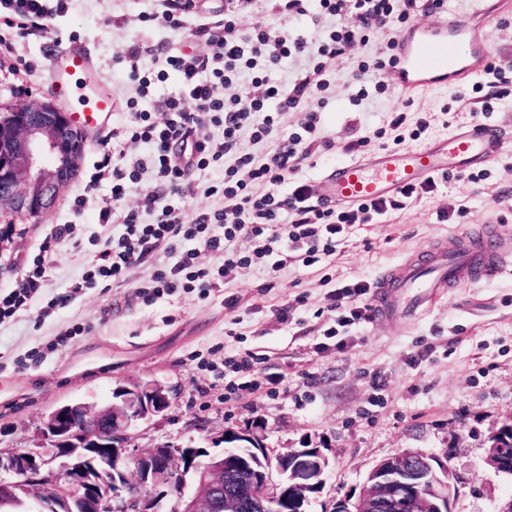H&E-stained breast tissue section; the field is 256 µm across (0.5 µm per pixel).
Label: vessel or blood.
<instances>
[{"label":"vessel or blood","mask_w":512,"mask_h":512,"mask_svg":"<svg viewBox=\"0 0 512 512\" xmlns=\"http://www.w3.org/2000/svg\"><path fill=\"white\" fill-rule=\"evenodd\" d=\"M488 58L486 44L467 20L440 16L417 27L414 38L402 40L396 83L406 94L430 88L443 78L463 87ZM47 81L82 131H95L111 120L115 99L84 45L73 42L57 50ZM504 145L497 127L472 122L432 145L336 164L321 175L318 196L349 206L388 198L436 175L486 165ZM511 267L512 251L504 248L497 227L487 224L465 243L430 247L385 271L374 283L372 307L379 318L410 323L449 289L491 279Z\"/></svg>","instance_id":"obj_1"}]
</instances>
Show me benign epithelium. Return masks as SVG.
<instances>
[{
  "instance_id": "obj_1",
  "label": "benign epithelium",
  "mask_w": 512,
  "mask_h": 512,
  "mask_svg": "<svg viewBox=\"0 0 512 512\" xmlns=\"http://www.w3.org/2000/svg\"><path fill=\"white\" fill-rule=\"evenodd\" d=\"M85 137L69 113L50 101L0 109V211L38 217L76 177ZM170 389L156 380L112 391L98 407L72 402L43 421L32 448L0 450V512H307L326 482L319 448H291L263 470L222 454L199 462V449L130 447L141 421L164 415ZM487 468L512 477V448L495 440ZM447 465L404 450L377 463L357 497L332 512H452Z\"/></svg>"
}]
</instances>
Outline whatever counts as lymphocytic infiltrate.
Returning a JSON list of instances; mask_svg holds the SVG:
<instances>
[{
	"label": "lymphocytic infiltrate",
	"mask_w": 512,
	"mask_h": 512,
	"mask_svg": "<svg viewBox=\"0 0 512 512\" xmlns=\"http://www.w3.org/2000/svg\"><path fill=\"white\" fill-rule=\"evenodd\" d=\"M317 2L330 25L294 38L265 20L246 30L240 27L241 16L257 12L258 0H225L223 14L204 18L192 11L190 0H162L160 11L141 15L144 23L187 29L205 50L166 49L162 64L178 75L177 92L158 99L155 113L130 109L125 124L114 132L112 146L102 149L77 202L95 201L99 222L119 224L120 230L101 243L70 291L48 299V309L68 306L75 294L100 279L124 285L155 250L163 251L166 262L140 288L146 300L179 288L205 300L252 268L263 270L272 288L288 267L329 263L355 225L403 210L434 191L436 183L429 180L405 187L390 199L324 207L315 202L313 186L295 175L320 145L316 95L328 88L332 67L350 59L354 48L371 35L383 34L375 62L356 66L359 88L352 99L366 100L371 86L386 92L377 73L396 67L401 34L411 16L421 9L444 13L447 0ZM50 21L43 0H0V46L17 52V36L44 32ZM290 58L304 59L300 76L286 86L273 83L270 71ZM245 72L252 75V88L242 95L236 85ZM472 91L481 111L490 112L496 100L512 93V70L487 65ZM246 139L255 144L273 139L277 145L252 153L242 148ZM139 145L146 146V154L133 156L132 148ZM219 167L224 176L212 182L210 174ZM104 184L109 193L98 196ZM136 189L141 192L137 204L127 206ZM199 191L212 198V205L187 213L185 197ZM74 231V225L60 224L45 238L32 266L9 293L0 295V324L27 310L41 294L48 254ZM245 240L250 243L246 250L241 247ZM207 253L222 257V265L206 264ZM370 288L369 281L357 279L339 283L330 292L334 316L323 334L335 340L337 349L351 345L350 326L368 319L369 307L361 299Z\"/></svg>",
	"instance_id": "obj_1"
}]
</instances>
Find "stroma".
Masks as SVG:
<instances>
[{
    "label": "stroma",
    "instance_id": "35a3bbf8",
    "mask_svg": "<svg viewBox=\"0 0 512 512\" xmlns=\"http://www.w3.org/2000/svg\"><path fill=\"white\" fill-rule=\"evenodd\" d=\"M156 9V0H70L47 34L21 39L20 57L0 52V107L48 97L50 58L71 41L90 49L119 106L110 124L87 133L79 171L51 210L36 220L0 215V228L11 229L0 249V293L19 280L55 225L73 224L77 231L50 257L45 297L66 292L98 243L111 235V227L98 224L94 203L80 209L75 199L113 129L124 123V106L134 94L117 58L141 45V71L154 77L158 46L203 50L186 31L140 22V14ZM448 9L479 25L490 63L512 66V0H502L487 25L475 0H448ZM373 53V44H361L352 60L336 65L322 110L325 144L297 179L315 183L326 168L349 160L346 145L363 137L369 143L359 156L393 149L392 138L376 132L395 112H435L449 105V123H433L420 138L424 145L477 120L512 137V95L495 101L493 112L482 117L467 87L440 86L410 98L373 91L354 104V64ZM478 173L473 183L467 172H451L404 210L356 226L327 266L287 268L272 289L263 273L244 272L231 288L239 299L232 309L221 298L203 300L181 290L149 302L137 294L138 279L121 288L83 289L69 306L48 315L43 300L34 302L0 325V448L34 447L45 416L58 406L102 405L117 386L157 380L171 388V406L139 423L131 447L190 445L216 455L224 451L226 433L249 431L277 452L321 448L329 472L310 512H330L334 499L359 493L379 461L414 449L447 464L455 512H496L512 497V478L495 475L483 460L490 437L512 423V272L451 289L412 324L373 319L354 325V345L347 350L318 348L331 317V284L375 281L385 269L448 238H464L479 224L498 225L505 244L512 245V145ZM443 206L458 210L445 223L437 216ZM285 304L292 311L282 322L275 311ZM76 324L83 333L50 349L60 332ZM246 349L260 357L257 392L228 393L223 376L198 366L200 359L218 362Z\"/></svg>",
    "mask_w": 512,
    "mask_h": 512
}]
</instances>
